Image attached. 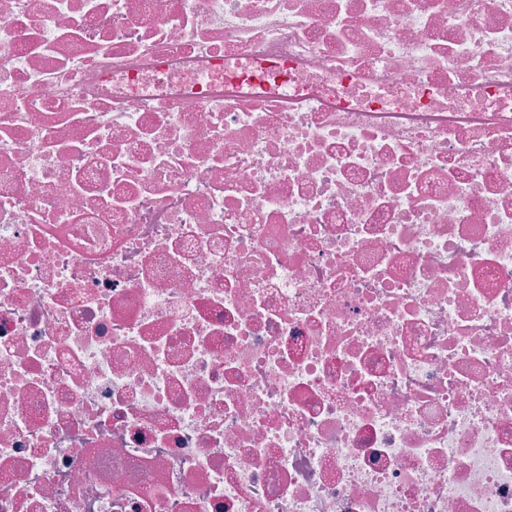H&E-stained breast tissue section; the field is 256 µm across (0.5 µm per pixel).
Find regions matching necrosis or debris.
Segmentation results:
<instances>
[{"label":"necrosis or debris","mask_w":512,"mask_h":512,"mask_svg":"<svg viewBox=\"0 0 512 512\" xmlns=\"http://www.w3.org/2000/svg\"><path fill=\"white\" fill-rule=\"evenodd\" d=\"M0 512H512V0H0Z\"/></svg>","instance_id":"obj_1"}]
</instances>
